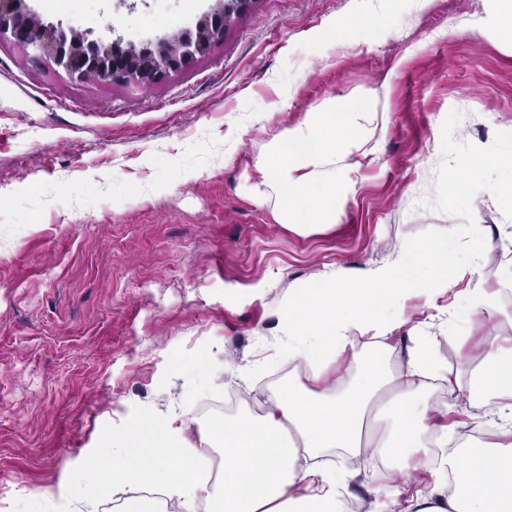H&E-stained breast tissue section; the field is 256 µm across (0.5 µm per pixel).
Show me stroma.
Returning a JSON list of instances; mask_svg holds the SVG:
<instances>
[{
	"instance_id": "35a3bbf8",
	"label": "stroma",
	"mask_w": 512,
	"mask_h": 512,
	"mask_svg": "<svg viewBox=\"0 0 512 512\" xmlns=\"http://www.w3.org/2000/svg\"><path fill=\"white\" fill-rule=\"evenodd\" d=\"M45 22L136 42L214 0H27ZM494 0H250L222 41L151 87L71 79L0 41V512L55 492L112 437L158 412L196 420L235 389L248 413L284 358L280 307L329 270L358 275L407 242L480 226L475 266L512 312V210L463 181L512 152V51L473 25ZM376 90L383 131L338 223L305 232L250 195L271 138L332 100ZM266 113L257 122V113ZM236 139H227V132ZM409 302L440 337L448 378L480 353L447 314ZM347 494L391 512L387 463L359 459Z\"/></svg>"
}]
</instances>
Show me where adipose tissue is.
Wrapping results in <instances>:
<instances>
[{
	"mask_svg": "<svg viewBox=\"0 0 512 512\" xmlns=\"http://www.w3.org/2000/svg\"><path fill=\"white\" fill-rule=\"evenodd\" d=\"M381 110L370 90L281 130L257 162L254 200L275 202L277 221L300 230L338 223L341 204L354 190L357 156L369 140L363 122ZM453 288L468 317L512 325V313L499 305L485 278L466 276L450 249L409 242L390 262L360 276L321 274L316 287L289 292L281 309L287 354L299 360L307 381L285 384L263 413L225 419L223 431L206 438V445L222 449L221 482L198 475L207 457L191 442L192 422L165 414L131 425L113 440L111 454L85 461L82 476L93 490L67 483L57 500L90 507L95 495L109 494L118 482L128 492L126 512H157L143 495L148 487L178 499L187 512L200 501L209 512H343L347 474L305 464L308 456L337 448L348 458L368 452L392 458L400 512H512V346L482 340L481 359L463 382L446 378L426 336L412 337L404 369L391 371L382 361L396 350L406 302ZM346 355L358 367L348 386L336 375ZM435 380L443 381L449 397L467 392L493 439L457 441L443 459L441 477L410 494V471L428 464L421 456L425 440L451 431L431 421L448 412L447 404L424 395Z\"/></svg>",
	"mask_w": 512,
	"mask_h": 512,
	"instance_id": "1",
	"label": "adipose tissue"
}]
</instances>
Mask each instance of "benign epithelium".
<instances>
[{
	"instance_id": "7a95c632",
	"label": "benign epithelium",
	"mask_w": 512,
	"mask_h": 512,
	"mask_svg": "<svg viewBox=\"0 0 512 512\" xmlns=\"http://www.w3.org/2000/svg\"><path fill=\"white\" fill-rule=\"evenodd\" d=\"M219 7L203 13L195 23V34L189 41L170 37L159 39L146 56L123 55L118 47L121 37L87 39L96 55L88 57L84 46L63 49L59 42L60 26L30 23L32 11L25 0H0V41L10 40L20 45L33 59L51 60L76 80L84 79L86 67L92 63L100 69L104 83L133 82L139 86L153 84L161 75L177 72L205 53L213 43L224 37V30L241 13L249 0H217Z\"/></svg>"
}]
</instances>
